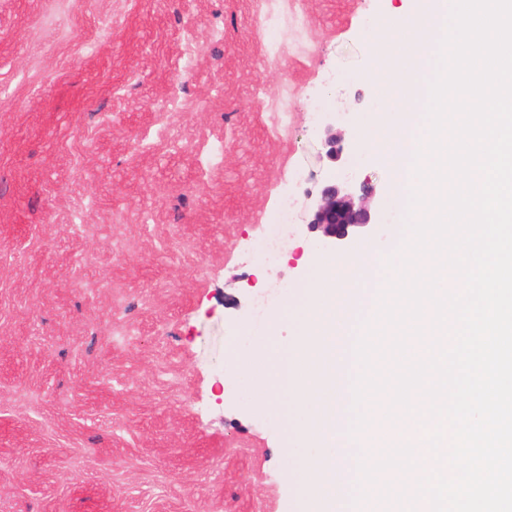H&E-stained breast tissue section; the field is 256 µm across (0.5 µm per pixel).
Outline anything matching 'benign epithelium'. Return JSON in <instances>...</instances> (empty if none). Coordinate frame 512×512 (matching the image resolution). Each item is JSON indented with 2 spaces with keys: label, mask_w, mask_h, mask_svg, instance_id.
<instances>
[{
  "label": "benign epithelium",
  "mask_w": 512,
  "mask_h": 512,
  "mask_svg": "<svg viewBox=\"0 0 512 512\" xmlns=\"http://www.w3.org/2000/svg\"><path fill=\"white\" fill-rule=\"evenodd\" d=\"M344 133L333 126L325 130L327 154L333 158L341 152ZM374 187L364 180L349 188L331 179L318 190L310 204L308 229L317 233L328 246L347 240L357 229L374 226L371 199Z\"/></svg>",
  "instance_id": "7a95c632"
}]
</instances>
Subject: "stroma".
Instances as JSON below:
<instances>
[{
  "label": "stroma",
  "mask_w": 512,
  "mask_h": 512,
  "mask_svg": "<svg viewBox=\"0 0 512 512\" xmlns=\"http://www.w3.org/2000/svg\"><path fill=\"white\" fill-rule=\"evenodd\" d=\"M407 6L0 0V512L299 506L287 427L235 354L287 348L268 315L319 258L397 232L365 145L368 24ZM333 174L372 183L378 223L326 248L307 215ZM290 210L288 209V200H283L279 209L276 212L275 220L269 224L263 245L262 254L263 261L267 266H272L278 259L279 247L278 239L276 236V227L283 224L290 223Z\"/></svg>",
  "instance_id": "stroma-1"
}]
</instances>
